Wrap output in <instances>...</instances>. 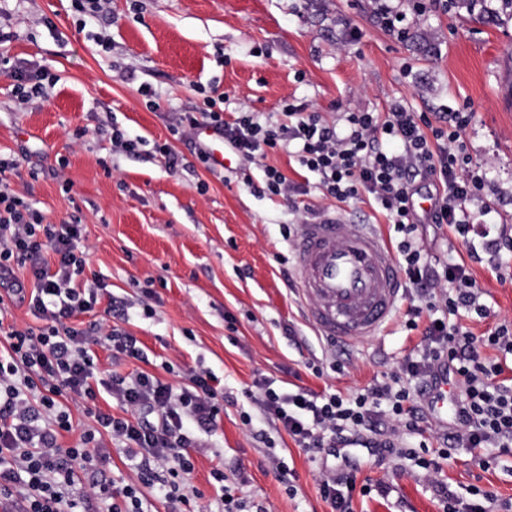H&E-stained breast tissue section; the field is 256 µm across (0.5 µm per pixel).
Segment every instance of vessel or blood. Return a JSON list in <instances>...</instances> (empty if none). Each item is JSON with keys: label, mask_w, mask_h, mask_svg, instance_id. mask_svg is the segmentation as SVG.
I'll list each match as a JSON object with an SVG mask.
<instances>
[{"label": "vessel or blood", "mask_w": 512, "mask_h": 512, "mask_svg": "<svg viewBox=\"0 0 512 512\" xmlns=\"http://www.w3.org/2000/svg\"><path fill=\"white\" fill-rule=\"evenodd\" d=\"M295 286L320 335L358 344L377 336L405 293L394 252L370 224L329 218L300 227Z\"/></svg>", "instance_id": "1"}]
</instances>
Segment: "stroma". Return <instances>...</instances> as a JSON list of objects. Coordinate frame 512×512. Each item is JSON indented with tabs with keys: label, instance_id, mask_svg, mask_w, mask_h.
Here are the masks:
<instances>
[{
	"label": "stroma",
	"instance_id": "obj_1",
	"mask_svg": "<svg viewBox=\"0 0 512 512\" xmlns=\"http://www.w3.org/2000/svg\"><path fill=\"white\" fill-rule=\"evenodd\" d=\"M413 0L407 37L387 32L370 0H111L105 17L84 19L73 0H0V154H30L37 176L14 187L48 221L80 218L91 248L85 277L99 275L96 312L124 303L123 328L136 336L147 362L113 359L96 347L100 368L121 375L144 370L181 384L192 369L211 370L224 389L215 431L191 449V489L217 503L231 490L244 512H330L318 494L325 455L310 458L277 430L248 391L259 377L348 395L390 378L420 342L401 316L359 346H328L307 317L292 283V249L281 227L296 222L294 205L254 194L263 169L292 174L286 151L268 153L249 170L240 161L207 171L196 166L194 136L173 138L171 127L204 96H223L228 112L273 115L285 99L306 105L330 124L357 108L387 111L402 101L413 112L468 107L466 130L474 165L489 189L482 203L495 221L512 227V10L503 0L475 9L433 10L417 17ZM360 30L350 40L347 29ZM47 69L46 95L19 107L10 67ZM156 93L148 107L140 93ZM139 140L137 154L113 144V128ZM87 130L76 139L78 130ZM170 143L177 167L155 150ZM69 162L64 178L57 156ZM71 191H64L63 180ZM304 204L338 213L354 224L387 231L369 203H340L311 190ZM285 263H278L277 255ZM475 275L491 315L470 322L474 333L512 319V282L496 281L482 266ZM153 279L152 316L141 304ZM322 369L313 375L312 366ZM284 459L297 475L287 491L268 458ZM230 475L228 485L211 476ZM444 475L458 493L475 482L512 498V458L489 470L459 449ZM362 479L391 485L388 497L354 495V512H440L411 461L394 459L363 471Z\"/></svg>",
	"mask_w": 512,
	"mask_h": 512
}]
</instances>
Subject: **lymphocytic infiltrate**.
<instances>
[{
    "label": "lymphocytic infiltrate",
    "instance_id": "lymphocytic-infiltrate-1",
    "mask_svg": "<svg viewBox=\"0 0 512 512\" xmlns=\"http://www.w3.org/2000/svg\"><path fill=\"white\" fill-rule=\"evenodd\" d=\"M342 126L320 113L285 101L282 119L243 110L226 117L215 98L182 113L173 134L210 127L224 145L251 162L275 150L291 151L309 181L298 182L279 169L263 170L254 193L288 200L317 185L339 202L373 201L395 236L390 244L407 284L403 313L407 330L419 332L420 348L406 356L385 382L345 396L274 387L256 380L264 412L298 448L340 457V445L358 441L375 465L408 459L428 480L443 512H512L487 485H471L459 495L439 480L443 462L457 449L494 448L512 453V320L482 334L456 324L455 316L488 317L473 266L486 262L497 281L512 266V228L495 223L489 208L471 211L481 200L486 178L475 168L464 137L470 114L460 108L427 114L394 102L385 112L353 109ZM22 160L0 156V273L25 272L0 296V512H145V490L157 492L167 512H212L192 504L184 489L194 472L189 448L195 430L216 427L224 394L205 369L188 374L177 387L139 371L100 381L94 346L108 345L113 357L143 360L135 336L107 319L78 327L79 316L94 311L95 289L76 284L90 255L76 218L48 222L11 185ZM447 230L467 252L435 266L424 247L426 228ZM28 307L35 325L8 320V305ZM454 389L452 420L438 448L421 453L406 447L404 432L420 430L425 405L441 381ZM120 405L121 415L98 405L101 393ZM81 403L91 422L72 447L58 439L74 429L69 401ZM121 443L140 482L111 484L105 466L106 439ZM167 465L156 481L151 463ZM358 465L344 462L320 476L318 493L331 512H352L353 491L388 494L384 482L358 484Z\"/></svg>",
    "mask_w": 512,
    "mask_h": 512
}]
</instances>
